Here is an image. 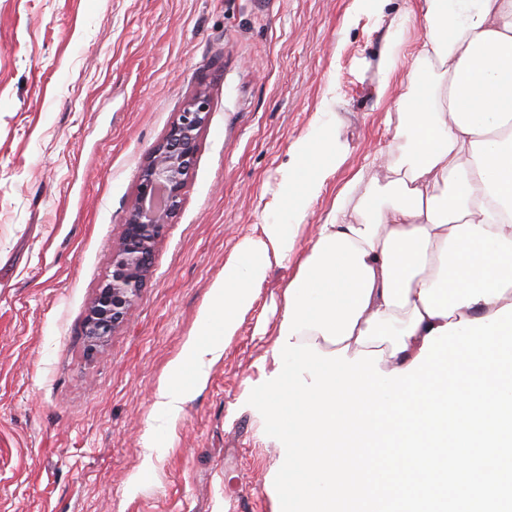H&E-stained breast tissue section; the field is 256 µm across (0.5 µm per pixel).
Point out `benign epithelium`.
Instances as JSON below:
<instances>
[{
    "label": "benign epithelium",
    "mask_w": 512,
    "mask_h": 512,
    "mask_svg": "<svg viewBox=\"0 0 512 512\" xmlns=\"http://www.w3.org/2000/svg\"><path fill=\"white\" fill-rule=\"evenodd\" d=\"M209 113V95L200 88L186 101L141 167L137 203L125 219L119 240L112 245L109 274L87 311L83 333L89 349L107 341L147 287L156 244L181 207L197 139Z\"/></svg>",
    "instance_id": "1"
}]
</instances>
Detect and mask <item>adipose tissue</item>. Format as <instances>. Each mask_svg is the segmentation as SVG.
I'll return each mask as SVG.
<instances>
[{
	"mask_svg": "<svg viewBox=\"0 0 512 512\" xmlns=\"http://www.w3.org/2000/svg\"><path fill=\"white\" fill-rule=\"evenodd\" d=\"M396 19L384 82L404 32L420 36L386 115L392 148L353 175L314 233H344L365 250L374 284L347 354L381 351L385 372L411 364L433 329L512 303V0H401ZM335 124L334 112L318 113L288 152L274 205L225 257L195 334L155 393L147 450L224 355L271 271L312 255L296 241L345 152Z\"/></svg>",
	"mask_w": 512,
	"mask_h": 512,
	"instance_id": "1",
	"label": "adipose tissue"
}]
</instances>
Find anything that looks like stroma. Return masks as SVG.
Returning <instances> with one entry per match:
<instances>
[{
	"mask_svg": "<svg viewBox=\"0 0 512 512\" xmlns=\"http://www.w3.org/2000/svg\"><path fill=\"white\" fill-rule=\"evenodd\" d=\"M385 26L353 0H0V512H272L273 442L240 400L269 339L275 269L144 469L153 395L288 150L334 101L342 164L300 232L391 134ZM210 98L147 288L99 352L87 308L140 168L198 86Z\"/></svg>",
	"mask_w": 512,
	"mask_h": 512,
	"instance_id": "stroma-1",
	"label": "stroma"
}]
</instances>
